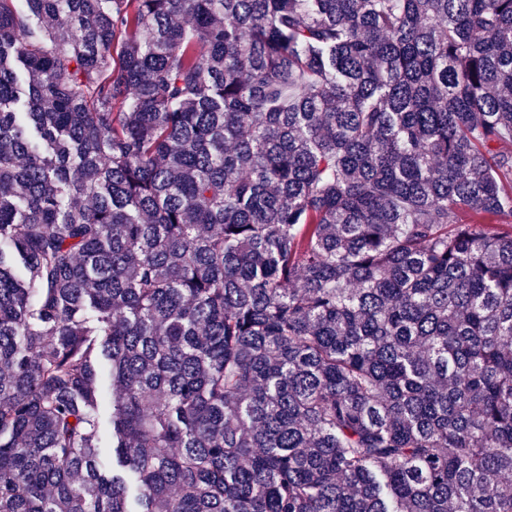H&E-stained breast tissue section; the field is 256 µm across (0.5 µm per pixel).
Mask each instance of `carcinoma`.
Returning a JSON list of instances; mask_svg holds the SVG:
<instances>
[{
    "mask_svg": "<svg viewBox=\"0 0 512 512\" xmlns=\"http://www.w3.org/2000/svg\"><path fill=\"white\" fill-rule=\"evenodd\" d=\"M504 216L512 0H0V512H512ZM112 371L110 365H105L100 376V392H101V427H100V447L103 448L102 460L105 464H110V450L112 447V422H111V405H112Z\"/></svg>",
    "mask_w": 512,
    "mask_h": 512,
    "instance_id": "obj_1",
    "label": "carcinoma"
}]
</instances>
